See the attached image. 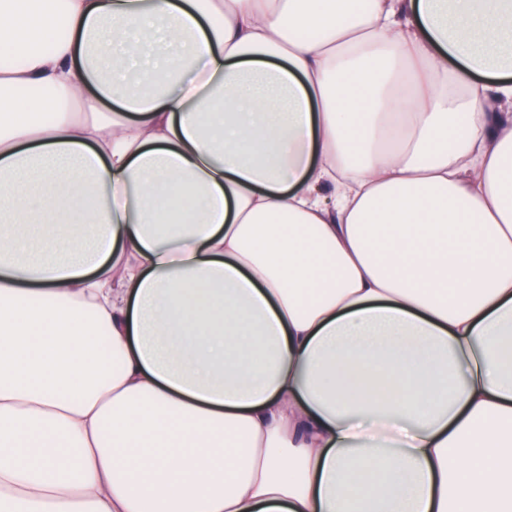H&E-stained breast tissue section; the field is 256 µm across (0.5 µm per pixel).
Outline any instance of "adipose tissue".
<instances>
[{
	"label": "adipose tissue",
	"mask_w": 512,
	"mask_h": 512,
	"mask_svg": "<svg viewBox=\"0 0 512 512\" xmlns=\"http://www.w3.org/2000/svg\"><path fill=\"white\" fill-rule=\"evenodd\" d=\"M1 50L0 512H512V0H0Z\"/></svg>",
	"instance_id": "ef3b65f1"
}]
</instances>
